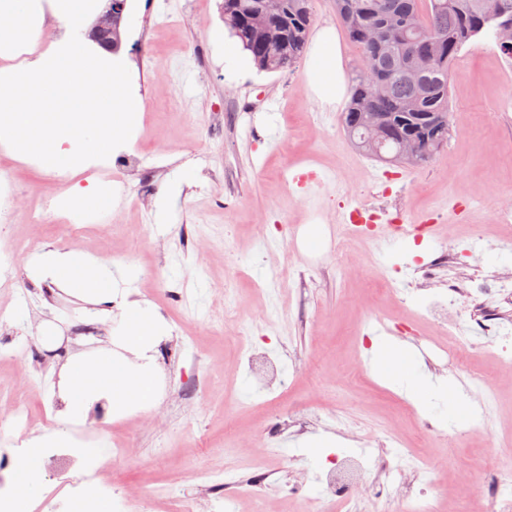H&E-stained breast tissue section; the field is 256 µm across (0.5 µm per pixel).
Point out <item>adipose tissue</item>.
Here are the masks:
<instances>
[{"label":"adipose tissue","instance_id":"ef3b65f1","mask_svg":"<svg viewBox=\"0 0 512 512\" xmlns=\"http://www.w3.org/2000/svg\"><path fill=\"white\" fill-rule=\"evenodd\" d=\"M331 29L319 31L309 61V84L325 102H335L344 93L342 65ZM40 276L70 295L92 305L93 318L113 323L105 345L68 356L59 372L61 409L56 428L24 441V453L13 472V489L5 497L7 512H28L42 470V451L71 447L72 428L85 424L92 408L107 406L110 416L122 417L154 407L161 396L162 381L156 353L169 338L167 322L137 289L117 288V277L102 261L78 251L44 252L35 261ZM376 370L405 395L422 402L424 396L439 399L449 418L471 415L473 407L456 383L432 381L415 371L403 345L373 344Z\"/></svg>","mask_w":512,"mask_h":512}]
</instances>
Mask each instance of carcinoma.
<instances>
[{
    "label": "carcinoma",
    "mask_w": 512,
    "mask_h": 512,
    "mask_svg": "<svg viewBox=\"0 0 512 512\" xmlns=\"http://www.w3.org/2000/svg\"><path fill=\"white\" fill-rule=\"evenodd\" d=\"M313 0H223L224 25L265 72L292 69L304 56L313 22ZM501 12L487 15L483 0H333L361 63L351 77L350 100L342 125L358 149L389 162L405 160L401 141L420 142L419 167L448 144L451 120L448 89L461 49L475 37H495L512 24V0H500ZM267 12L263 25L254 22ZM404 17L413 27L397 46L379 34L382 23ZM378 113L376 128L368 115Z\"/></svg>",
    "instance_id": "obj_1"
}]
</instances>
